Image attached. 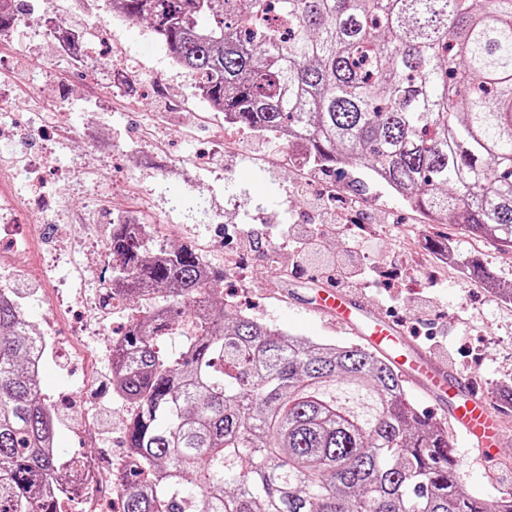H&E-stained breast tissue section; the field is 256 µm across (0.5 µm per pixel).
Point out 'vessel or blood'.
Instances as JSON below:
<instances>
[{
  "mask_svg": "<svg viewBox=\"0 0 512 512\" xmlns=\"http://www.w3.org/2000/svg\"><path fill=\"white\" fill-rule=\"evenodd\" d=\"M304 310L331 317L361 336L370 348L390 360L406 381L446 405L455 428L469 445L482 450L500 440L498 415L472 378L454 372L415 345L402 344V330L396 323L375 319L371 307L329 287L324 288L318 303L305 305Z\"/></svg>",
  "mask_w": 512,
  "mask_h": 512,
  "instance_id": "obj_1",
  "label": "vessel or blood"
}]
</instances>
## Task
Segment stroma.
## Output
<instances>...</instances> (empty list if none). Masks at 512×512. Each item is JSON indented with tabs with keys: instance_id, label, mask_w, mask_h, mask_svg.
Wrapping results in <instances>:
<instances>
[{
	"instance_id": "stroma-1",
	"label": "stroma",
	"mask_w": 512,
	"mask_h": 512,
	"mask_svg": "<svg viewBox=\"0 0 512 512\" xmlns=\"http://www.w3.org/2000/svg\"><path fill=\"white\" fill-rule=\"evenodd\" d=\"M68 21L91 30L89 51L78 62L59 52L37 14L20 18L12 35L0 39V108L34 132L44 189L77 246H84L88 224L104 236L118 220L152 225L158 243L192 245L223 267L231 313L314 342L358 343V336L303 310L328 284L304 266L284 233L289 224L307 227L325 252L357 246L352 261L368 266L372 278L352 294L397 321L412 343L472 376L491 399L512 386V305L498 304L479 279L444 270L438 260L450 252L480 263L507 292L512 252L494 245L475 252L457 225L428 221L363 171H321L303 149L285 150L273 136L226 133L223 113L206 103L177 110L175 99L192 93L194 78L172 64L147 23H117L105 5L92 23L79 15ZM113 65L126 69L128 86L106 84ZM197 199L206 214L193 209ZM331 214L340 223H328ZM128 321L113 313L103 335L41 376L50 396L78 388L94 372L102 386L86 399L92 409L109 407L107 429L92 441L72 435L71 419L63 417L57 436L63 459L124 446L126 409L111 391L108 345ZM503 411L506 439L494 463L456 450L464 487L490 504L512 490V407ZM492 468L502 482L489 479Z\"/></svg>"
}]
</instances>
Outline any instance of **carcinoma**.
Returning a JSON list of instances; mask_svg holds the SVG:
<instances>
[{"label": "carcinoma", "instance_id": "obj_1", "mask_svg": "<svg viewBox=\"0 0 512 512\" xmlns=\"http://www.w3.org/2000/svg\"><path fill=\"white\" fill-rule=\"evenodd\" d=\"M145 21L204 100L309 161L366 172L434 219L512 249V0H111ZM112 289L164 290L112 350L133 404L120 512H512L466 491L441 423L368 348L229 317L224 269L110 225ZM0 295V512L79 498L33 338ZM196 319L178 355L156 337ZM192 484L201 495L186 490Z\"/></svg>", "mask_w": 512, "mask_h": 512}]
</instances>
